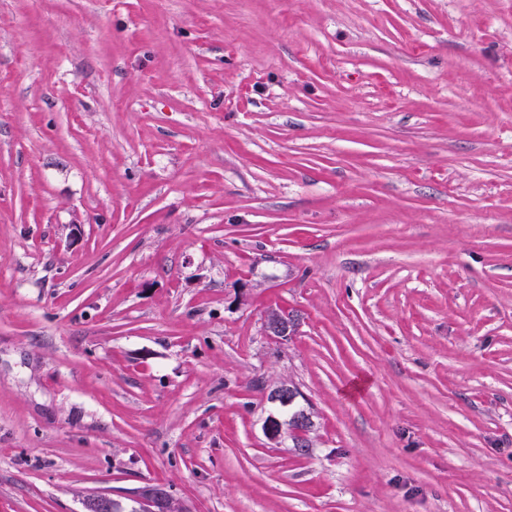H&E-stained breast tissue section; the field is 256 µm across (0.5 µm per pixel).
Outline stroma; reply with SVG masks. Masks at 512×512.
Returning <instances> with one entry per match:
<instances>
[{"mask_svg":"<svg viewBox=\"0 0 512 512\" xmlns=\"http://www.w3.org/2000/svg\"><path fill=\"white\" fill-rule=\"evenodd\" d=\"M145 486L512 512V0H0V512ZM263 331L265 336L288 340L296 333L298 322L290 315L277 309H270L264 316ZM304 409L296 411L303 412ZM312 420L305 411L302 414L295 415L290 420L284 422L275 418H270L264 425V432L269 442L276 447L291 442L292 448L311 447Z\"/></svg>","mask_w":512,"mask_h":512,"instance_id":"stroma-1","label":"stroma"}]
</instances>
